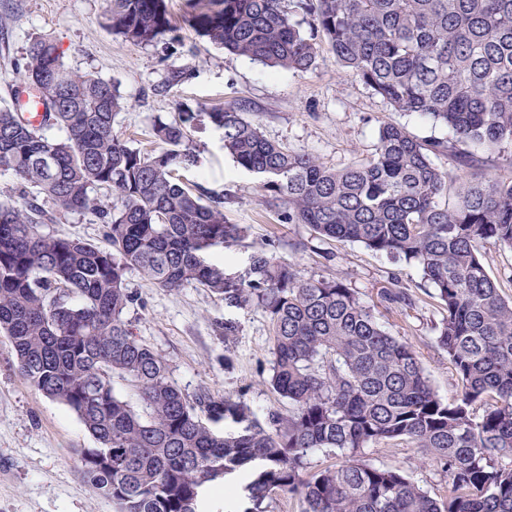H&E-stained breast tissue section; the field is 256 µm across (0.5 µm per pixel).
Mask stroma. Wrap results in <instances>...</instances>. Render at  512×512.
Segmentation results:
<instances>
[{
    "instance_id": "stroma-1",
    "label": "stroma",
    "mask_w": 512,
    "mask_h": 512,
    "mask_svg": "<svg viewBox=\"0 0 512 512\" xmlns=\"http://www.w3.org/2000/svg\"><path fill=\"white\" fill-rule=\"evenodd\" d=\"M166 3L183 24L187 0ZM104 11L105 0H0V106L15 105L23 96L16 66L29 40L47 34L67 67L116 85L127 107L116 116L113 131L141 149L151 145L154 121L171 119L182 103L241 108L269 139L337 169L366 162L384 123L406 127L423 140L453 136L445 125L395 111L361 81L340 74L328 46H320L308 71L274 72L212 45L184 24L174 49L132 45L104 27ZM193 141L200 163L186 178L205 194L223 196L225 218L245 229L239 245L220 251L229 275L243 273L252 248L264 246L294 264L301 278H343L368 302H375L391 277H399L416 305H378V320L415 347L439 398L456 399L448 358L434 344L440 309L418 268L357 243L317 238L304 224L282 223L279 209L263 202L258 178L225 154L221 131L205 127L194 132ZM125 279L138 303L124 319L168 361L178 387L190 394L207 390L242 397L260 420L270 410L287 409V400L267 383L269 322L260 308L227 306L195 284L162 289L134 269ZM228 322L234 326L230 334L224 331ZM94 445L75 414L19 376L11 346L0 335V512H114L111 500L97 495L76 470L77 449ZM363 457L404 469L430 492L450 491L440 469L421 463L405 443L368 448Z\"/></svg>"
}]
</instances>
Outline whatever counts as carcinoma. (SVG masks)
I'll return each instance as SVG.
<instances>
[{"label": "carcinoma", "mask_w": 512, "mask_h": 512, "mask_svg": "<svg viewBox=\"0 0 512 512\" xmlns=\"http://www.w3.org/2000/svg\"><path fill=\"white\" fill-rule=\"evenodd\" d=\"M301 7L345 75L454 139L383 124L369 161L336 170L267 139L236 107L201 104L155 124L157 147L144 151L113 133L126 108L116 86L71 71L54 40L36 36L18 74L36 84L43 120L0 108V169L22 196L0 202V333L21 377L95 440L78 450V472L115 512H208L206 492L246 466L245 512H267L265 501L280 495L299 498L303 512H512V297L480 251L485 242L512 251V177L470 180L483 158L467 149L512 146V0ZM185 22L272 70L316 62L318 47L286 0H196ZM105 24L133 45L179 43L165 0H106ZM205 122L223 131L224 151L259 178L285 222L421 268L442 313L435 344L456 400L438 397L415 347L383 329L344 279L305 280L263 246L236 279L211 258L244 231L224 219L223 197L180 178L198 163L192 132ZM441 155L456 172L435 165ZM72 215L102 225L103 243L42 231ZM131 268L159 288L194 283L229 306L261 308L269 385L288 410L261 424L239 397L176 386L167 361L123 318L137 303L125 283ZM380 300L413 305L395 283ZM116 378L135 401L115 393ZM227 420L240 428H211ZM395 441L440 467L452 495L433 497L401 468L362 460L363 449ZM317 452L341 462L314 468Z\"/></svg>", "instance_id": "1"}]
</instances>
